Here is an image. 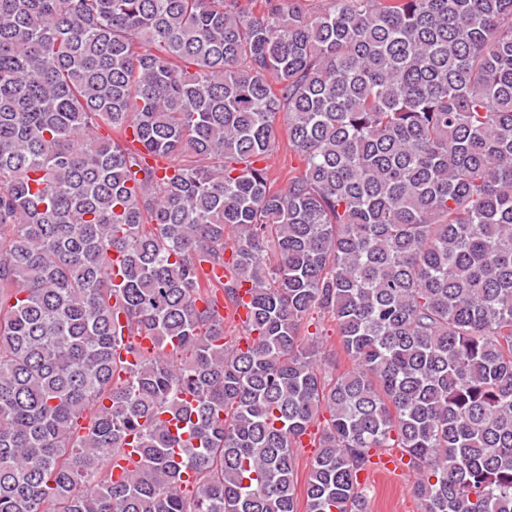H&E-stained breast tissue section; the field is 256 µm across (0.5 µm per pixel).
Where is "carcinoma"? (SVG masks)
Segmentation results:
<instances>
[{"label": "carcinoma", "mask_w": 512, "mask_h": 512, "mask_svg": "<svg viewBox=\"0 0 512 512\" xmlns=\"http://www.w3.org/2000/svg\"><path fill=\"white\" fill-rule=\"evenodd\" d=\"M393 448L512 512V0H0V512H365ZM286 141V131L284 126H282L281 137H280V146L276 151L273 152L272 156L267 160L269 165L271 175L276 179L275 188H286L288 183V169L290 167L294 168L296 171L299 167L302 166V162L299 157L292 153L290 154L288 150L284 147V143ZM310 320L313 325L310 326L309 331L315 332L317 330L319 333L322 332V337L325 343L326 350V360L323 361L325 363L323 365V369L329 375H336V373L343 372L347 369L349 363L348 361H344L343 356L338 354L337 352V337L335 333V321H333L331 314L324 313L323 311L316 310L310 314Z\"/></svg>", "instance_id": "cac0c4a2"}]
</instances>
